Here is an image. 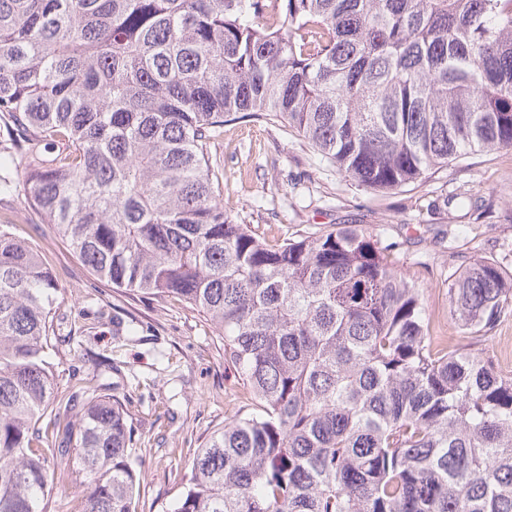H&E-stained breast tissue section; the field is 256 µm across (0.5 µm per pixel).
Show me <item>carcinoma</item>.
Returning a JSON list of instances; mask_svg holds the SVG:
<instances>
[{"mask_svg": "<svg viewBox=\"0 0 512 512\" xmlns=\"http://www.w3.org/2000/svg\"><path fill=\"white\" fill-rule=\"evenodd\" d=\"M239 113L379 191L512 150V0H0V193L113 287L205 315L256 400L174 512H512V377L433 340L397 243L229 219L209 147ZM57 291L0 224V512H49L74 474L83 512H135L126 404L58 395ZM448 297L461 336H485L512 272L476 257Z\"/></svg>", "mask_w": 512, "mask_h": 512, "instance_id": "cac0c4a2", "label": "carcinoma"}]
</instances>
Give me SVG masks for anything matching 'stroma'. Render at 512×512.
<instances>
[{
    "label": "stroma",
    "mask_w": 512,
    "mask_h": 512,
    "mask_svg": "<svg viewBox=\"0 0 512 512\" xmlns=\"http://www.w3.org/2000/svg\"><path fill=\"white\" fill-rule=\"evenodd\" d=\"M211 152L221 163L225 213L266 239L359 224L397 243L395 266L423 289L435 339L459 337L449 316V273L477 256L512 269V150L456 160L390 192L346 181L294 133L262 120L225 123ZM460 191L482 205L483 216L448 204ZM0 224L45 251L58 277L59 390L92 379L108 394L130 397L144 475L138 512H170L195 451L251 403L224 359L220 330L180 301L93 275L24 196L0 194ZM471 350L512 374V315Z\"/></svg>",
    "instance_id": "obj_1"
}]
</instances>
